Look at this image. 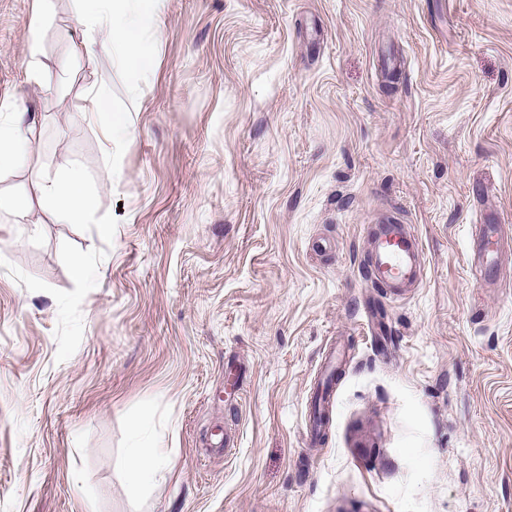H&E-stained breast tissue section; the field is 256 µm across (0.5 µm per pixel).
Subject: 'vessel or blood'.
Wrapping results in <instances>:
<instances>
[{
	"instance_id": "b4317fda",
	"label": "vessel or blood",
	"mask_w": 512,
	"mask_h": 512,
	"mask_svg": "<svg viewBox=\"0 0 512 512\" xmlns=\"http://www.w3.org/2000/svg\"><path fill=\"white\" fill-rule=\"evenodd\" d=\"M500 225L482 224L474 239L472 267L477 276L488 278L496 268V259L503 246ZM420 243L418 238L400 224L380 225L373 236L370 267L378 282L386 288L398 287L413 274Z\"/></svg>"
}]
</instances>
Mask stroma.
Here are the masks:
<instances>
[{"instance_id": "stroma-1", "label": "stroma", "mask_w": 512, "mask_h": 512, "mask_svg": "<svg viewBox=\"0 0 512 512\" xmlns=\"http://www.w3.org/2000/svg\"><path fill=\"white\" fill-rule=\"evenodd\" d=\"M37 7L0 0V119L40 118L0 172L32 200L0 210V512H512V250L469 272L486 214L512 237V0H165L135 77L60 67L73 0L31 58ZM73 164L93 214L59 224ZM382 221L422 248L397 294ZM83 112H89L91 116L96 117L108 129L111 136L120 138L128 130L126 117L122 112H117L109 107L107 98L98 92L91 94L87 100ZM39 194L40 200L52 208L59 224H80L92 209L83 172L76 167L61 176L43 177L39 183ZM166 462L165 455L154 445L132 449L128 466L134 485L140 487L152 481Z\"/></svg>"}]
</instances>
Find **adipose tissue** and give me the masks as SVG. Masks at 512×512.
I'll return each mask as SVG.
<instances>
[{"instance_id":"adipose-tissue-1","label":"adipose tissue","mask_w":512,"mask_h":512,"mask_svg":"<svg viewBox=\"0 0 512 512\" xmlns=\"http://www.w3.org/2000/svg\"><path fill=\"white\" fill-rule=\"evenodd\" d=\"M162 5L163 0H76L79 20L94 25L95 30L72 43L65 64L112 53L130 71L147 68L151 62L148 47L158 35ZM33 127L22 112L0 123V169L24 162L31 151ZM39 194L60 224L81 223L92 209L84 175L76 167L60 176L42 178Z\"/></svg>"}]
</instances>
